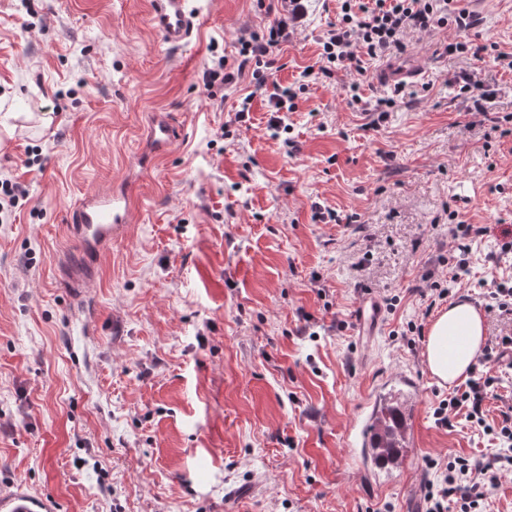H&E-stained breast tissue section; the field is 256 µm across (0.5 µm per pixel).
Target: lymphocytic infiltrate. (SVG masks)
<instances>
[{
    "instance_id": "1",
    "label": "lymphocytic infiltrate",
    "mask_w": 512,
    "mask_h": 512,
    "mask_svg": "<svg viewBox=\"0 0 512 512\" xmlns=\"http://www.w3.org/2000/svg\"><path fill=\"white\" fill-rule=\"evenodd\" d=\"M450 22L458 32L466 33L478 27L481 20L466 11L449 17L448 0H372L368 6L342 0L338 22L321 41L319 67H306L304 74L310 77L318 72L328 76L351 68L363 71L364 58L384 59L403 53L408 32H430ZM287 40L288 21L283 17L274 20L264 32L242 33L237 61L231 64L221 57L213 66L205 68L200 77L203 88L211 89L218 82L231 85L247 72L254 88L264 89L266 71L275 62V52ZM494 382V376L479 373L477 378L469 380L467 391L440 401L436 415L445 423L451 411L464 407L472 423L484 426V395ZM494 432L507 445V452L488 462L454 457L447 464L448 473L442 484L426 486V512H484L485 500L497 483L499 471L503 464L512 463V415L504 416Z\"/></svg>"
}]
</instances>
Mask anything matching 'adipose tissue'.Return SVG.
<instances>
[{
    "mask_svg": "<svg viewBox=\"0 0 512 512\" xmlns=\"http://www.w3.org/2000/svg\"><path fill=\"white\" fill-rule=\"evenodd\" d=\"M484 340V318L471 303L449 305L430 324L424 357L430 373L454 383L471 371Z\"/></svg>",
    "mask_w": 512,
    "mask_h": 512,
    "instance_id": "ef3b65f1",
    "label": "adipose tissue"
}]
</instances>
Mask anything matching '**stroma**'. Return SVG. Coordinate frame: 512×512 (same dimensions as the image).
I'll return each mask as SVG.
<instances>
[{
    "instance_id": "1",
    "label": "stroma",
    "mask_w": 512,
    "mask_h": 512,
    "mask_svg": "<svg viewBox=\"0 0 512 512\" xmlns=\"http://www.w3.org/2000/svg\"><path fill=\"white\" fill-rule=\"evenodd\" d=\"M277 0H202L193 42L166 47L147 0H0V175L29 200L0 224V494L22 485L58 512H423L430 461L490 459L498 441L434 410L456 385L424 361L449 302L481 309L486 339L512 336L487 310L512 285V0H449L482 23L471 50L442 54L454 24L407 38L366 76L302 79L339 0H293L290 41L269 83L296 88L283 137L267 131V92L199 82L213 54L278 17ZM404 72L379 128L362 110ZM473 69L494 96L471 111L454 77ZM360 85L352 101L351 82ZM252 109L234 122L244 96ZM166 115L170 149L140 166L141 129ZM39 157L40 167L24 162ZM135 188L125 236L75 297L59 271L78 249L69 210L110 185ZM341 223L315 219V206ZM485 226L450 298L448 227ZM381 304L359 335L362 293ZM95 332L82 327V304ZM485 401L497 425L512 402V357L491 362ZM406 415L401 466L378 464L359 435L381 406Z\"/></svg>"
}]
</instances>
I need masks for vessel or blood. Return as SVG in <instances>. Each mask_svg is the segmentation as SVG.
<instances>
[{"label": "vessel or blood", "mask_w": 512, "mask_h": 512, "mask_svg": "<svg viewBox=\"0 0 512 512\" xmlns=\"http://www.w3.org/2000/svg\"><path fill=\"white\" fill-rule=\"evenodd\" d=\"M193 2L148 0L150 25L169 47L179 49L190 44L199 18ZM174 136L169 119L157 115L149 124L146 142L154 152L161 153L170 147ZM137 207V196L126 187L112 193L87 194L74 203L68 229L79 244L82 260L70 265L68 277L76 287H88L91 266L112 242L123 237ZM356 325L361 335H376L380 328V310L375 297L368 295L360 300ZM0 512H55V506L49 499L35 498L19 490L0 497Z\"/></svg>", "instance_id": "obj_1"}]
</instances>
